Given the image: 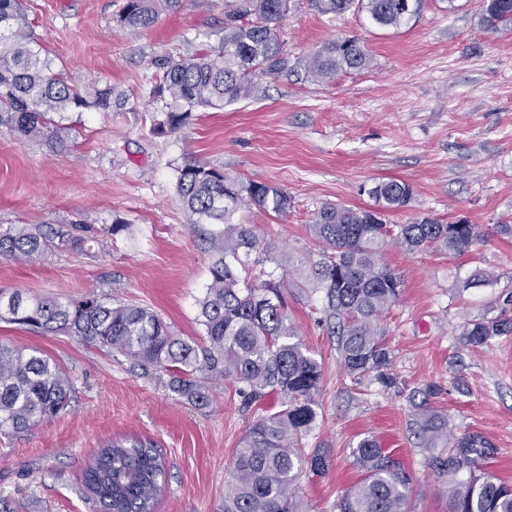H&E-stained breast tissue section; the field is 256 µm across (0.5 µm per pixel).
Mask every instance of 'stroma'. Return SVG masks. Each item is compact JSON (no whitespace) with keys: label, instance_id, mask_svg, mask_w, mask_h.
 Instances as JSON below:
<instances>
[{"label":"stroma","instance_id":"stroma-1","mask_svg":"<svg viewBox=\"0 0 512 512\" xmlns=\"http://www.w3.org/2000/svg\"><path fill=\"white\" fill-rule=\"evenodd\" d=\"M126 0H22L46 54L74 81L94 78L125 90L122 112H67L62 140H20L0 127V229L14 224H88L84 248L17 263L0 259V296L63 300L89 292L153 309L180 336H199L198 302L210 281L216 224L199 223L177 192L178 170L201 158L246 180L275 184L291 207L278 216L242 208L260 246L255 270L280 283L288 317L321 366L316 420L307 449L330 453L326 473L304 471V512H338L360 478L351 450L370 437L400 458L415 481L410 512H448V489L426 466L414 434L413 402L439 385L431 407L456 436L481 434L495 453L482 473L512 482V335L467 345L466 323L512 318V29L483 23L484 0H424L400 28H383L357 10L323 15L311 0L279 29L297 58L322 43L356 38L369 51L359 72L319 81L304 69L258 78L256 96L223 110L196 112L174 133L156 134L164 110L153 97L155 62L187 58L216 42L225 0H159L155 25L123 30ZM396 178L414 190L392 224L416 217L478 225L470 252L448 255L387 247L383 260L404 281L378 328L391 351L390 381H353L324 322V295L297 287L288 260L317 258L309 228L327 203L367 207L368 190ZM123 231L110 234L113 224ZM492 282L467 281L475 269ZM0 344L36 348L72 378L75 398L57 417L20 436L0 434V512H97L79 491L99 446L122 436L153 440L168 467L156 512H223L235 448L278 395L243 407L227 381L209 385L211 402H182L169 372L133 365L65 334L42 335L0 321Z\"/></svg>","mask_w":512,"mask_h":512}]
</instances>
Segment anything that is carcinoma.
I'll use <instances>...</instances> for the list:
<instances>
[{"instance_id":"carcinoma-1","label":"carcinoma","mask_w":512,"mask_h":512,"mask_svg":"<svg viewBox=\"0 0 512 512\" xmlns=\"http://www.w3.org/2000/svg\"><path fill=\"white\" fill-rule=\"evenodd\" d=\"M323 14L357 8L384 28L397 29L421 8L422 0H312ZM291 0H226L224 36L189 59L156 62L161 71L154 95L169 97L167 111L154 120L155 133L176 132L200 109L222 110L250 96L257 75L276 78L304 67L315 79L365 69L369 55L354 39L323 44L294 61L278 41L277 27ZM155 0H126L116 16L123 29L151 26ZM485 22L512 24V0H487ZM129 96L95 81L75 83L53 66L29 28L21 0H0V127L19 139L60 140L54 115L60 112H122ZM177 190L187 209L210 224L224 225L211 279L199 300L200 339L182 338L155 312L135 304L87 294L77 300L12 295L0 303V320L40 334L75 336L102 351L116 350L143 367L170 372V390L195 406L209 403L208 382L239 385L246 405L268 394L283 396L280 407L257 419L235 449L231 480L224 488V512H303L295 487L308 468L323 473L327 450L308 453L302 441L316 419L315 396L321 366L298 340L288 320L280 284L250 281L247 258L259 247L247 224L232 223L241 206L283 215L288 194L278 186L241 179L208 161L189 160L178 170ZM375 208L327 204L310 227L322 243L310 266L308 286L324 293L326 320L340 336L345 370L357 377L388 379L391 352L376 321L403 292L399 274L383 262L389 245L462 255L479 237L476 224H447L430 217L389 224L385 213L406 207L412 186L382 181L370 189ZM80 224H16L0 231V257L31 262L55 251L75 250L88 240ZM512 333V319L473 321L467 344L482 346ZM432 384L414 404L415 433L429 451L428 465L448 483L449 512H512V485L478 473L491 445L478 433L454 438L448 421L430 407ZM73 384L42 351L0 346V433L19 434L65 411ZM361 479L340 503V512H408L414 476L398 459L364 437L352 450ZM167 466L151 441L117 439L99 448L81 474L82 494L101 512H155L166 489Z\"/></svg>"}]
</instances>
